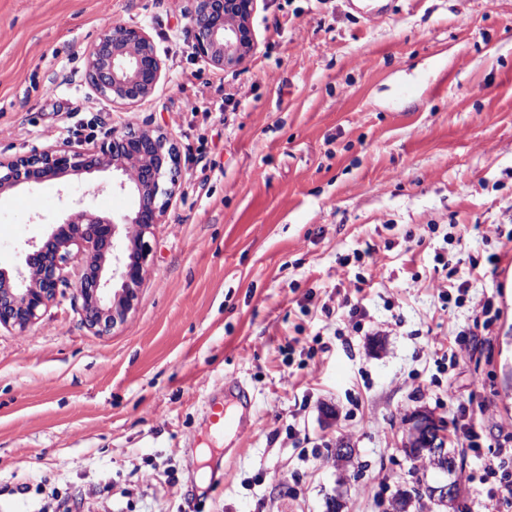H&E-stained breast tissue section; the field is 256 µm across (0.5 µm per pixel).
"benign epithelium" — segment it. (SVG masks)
Instances as JSON below:
<instances>
[{
	"instance_id": "1",
	"label": "benign epithelium",
	"mask_w": 512,
	"mask_h": 512,
	"mask_svg": "<svg viewBox=\"0 0 512 512\" xmlns=\"http://www.w3.org/2000/svg\"><path fill=\"white\" fill-rule=\"evenodd\" d=\"M194 50L210 67L241 66L256 49L251 24L257 0H191ZM162 62L141 27L114 24L86 53L85 79L99 98L133 107L155 90ZM93 171L112 172V188L133 195L136 208L111 218L73 201L62 222L47 236L28 243L11 276L0 271V328L21 332L33 327L55 302L60 288L72 286L82 299L84 320L97 332L123 324L134 309L149 270L150 236L179 185L180 152L160 129L112 130L92 148L69 143L0 158V194ZM446 421L427 409L404 421L402 450L415 463H427L445 479L426 484L421 499L439 508L460 496L457 456L447 448Z\"/></svg>"
}]
</instances>
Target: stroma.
<instances>
[{"instance_id":"1","label":"stroma","mask_w":512,"mask_h":512,"mask_svg":"<svg viewBox=\"0 0 512 512\" xmlns=\"http://www.w3.org/2000/svg\"><path fill=\"white\" fill-rule=\"evenodd\" d=\"M190 8L0 0L1 157L131 125L171 136L182 169L123 325L90 330L67 288L30 330L0 329V512H326L336 495L384 512L411 486L401 420L418 408L446 420L484 512L457 403L482 402L485 444L512 434V0H388L373 20L355 0H260L257 49L224 72L196 55ZM115 22L163 63L127 109L85 80ZM111 185L1 194L0 270L70 199L132 211ZM485 302L499 317L478 352L465 331ZM228 380L254 404L218 434L207 403Z\"/></svg>"}]
</instances>
